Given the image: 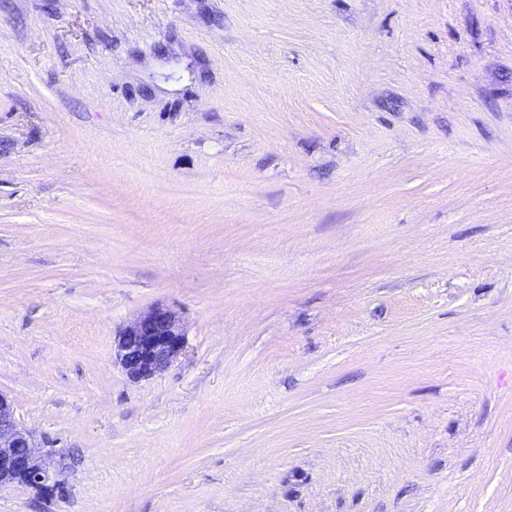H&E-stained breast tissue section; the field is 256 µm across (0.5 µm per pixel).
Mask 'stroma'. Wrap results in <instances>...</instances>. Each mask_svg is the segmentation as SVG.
<instances>
[{
  "label": "stroma",
  "instance_id": "1",
  "mask_svg": "<svg viewBox=\"0 0 512 512\" xmlns=\"http://www.w3.org/2000/svg\"><path fill=\"white\" fill-rule=\"evenodd\" d=\"M0 392V512H512V0H0ZM115 358L131 380L149 379L165 371L183 353L185 333L178 315L156 305L116 333ZM46 457L45 448L18 422L13 401L0 392V488L20 484L46 496L61 489Z\"/></svg>",
  "mask_w": 512,
  "mask_h": 512
}]
</instances>
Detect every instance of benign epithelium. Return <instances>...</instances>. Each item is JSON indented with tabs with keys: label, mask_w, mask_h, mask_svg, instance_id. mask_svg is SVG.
Here are the masks:
<instances>
[{
	"label": "benign epithelium",
	"mask_w": 512,
	"mask_h": 512,
	"mask_svg": "<svg viewBox=\"0 0 512 512\" xmlns=\"http://www.w3.org/2000/svg\"><path fill=\"white\" fill-rule=\"evenodd\" d=\"M185 333L178 315L156 305L116 333L115 358L131 380L165 371L183 353ZM48 452L20 425L13 401L0 392V488L20 484L49 496L61 489Z\"/></svg>",
	"instance_id": "benign-epithelium-1"
}]
</instances>
